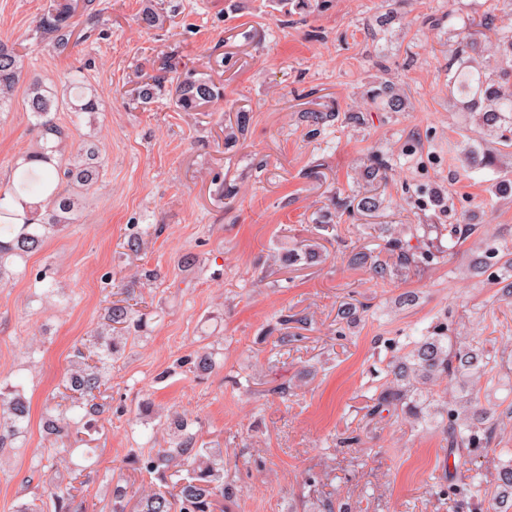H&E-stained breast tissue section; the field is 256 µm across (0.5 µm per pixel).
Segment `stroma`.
Returning a JSON list of instances; mask_svg holds the SVG:
<instances>
[{"instance_id":"stroma-1","label":"stroma","mask_w":512,"mask_h":512,"mask_svg":"<svg viewBox=\"0 0 512 512\" xmlns=\"http://www.w3.org/2000/svg\"><path fill=\"white\" fill-rule=\"evenodd\" d=\"M71 3L62 47L37 27L51 0H0V41L23 59L0 110V186L36 146L35 79L60 92L79 73L96 89L98 111L56 118L72 143L95 136L101 162L76 223L0 260V395L29 406L0 447V512L35 501L54 512L56 484L83 512H112L117 484L165 487L130 456L165 447L172 408L193 419L202 447L222 452L234 491L225 512H474L470 469L496 486L512 449V273L487 254L512 249V195L490 187L512 179V155L493 170L467 163L460 144L492 153L496 139L453 105L447 70L464 22L494 0H328L288 16L270 0ZM149 4L160 27L139 21ZM388 11L393 22L378 26ZM165 58L223 87V100L198 112L165 93L141 103L138 87ZM381 66L406 111L365 107ZM375 153L389 163L380 182L366 175ZM370 198L375 208L362 209ZM390 224L433 262L381 279L356 261L390 260ZM452 224L473 227L455 249ZM124 297L137 339L113 358L93 417L73 404L67 367ZM439 320L497 339L489 447L461 452L437 420L370 412L385 339L422 336ZM205 350L215 366L189 369ZM50 415L62 418V439L47 436Z\"/></svg>"}]
</instances>
